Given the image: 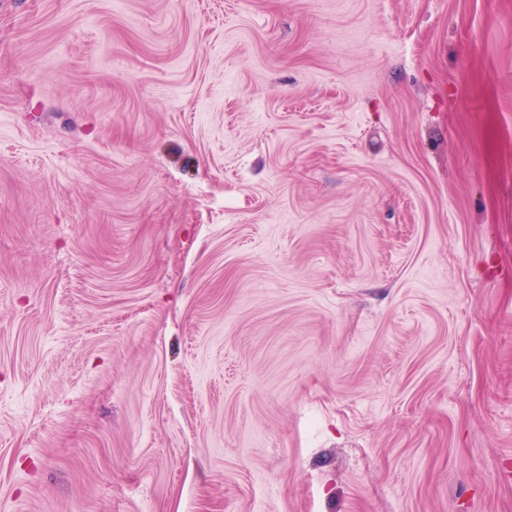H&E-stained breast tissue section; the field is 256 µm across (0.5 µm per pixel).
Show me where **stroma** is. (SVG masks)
Returning <instances> with one entry per match:
<instances>
[{
	"instance_id": "35a3bbf8",
	"label": "stroma",
	"mask_w": 512,
	"mask_h": 512,
	"mask_svg": "<svg viewBox=\"0 0 512 512\" xmlns=\"http://www.w3.org/2000/svg\"><path fill=\"white\" fill-rule=\"evenodd\" d=\"M0 512H512V0H0Z\"/></svg>"
}]
</instances>
